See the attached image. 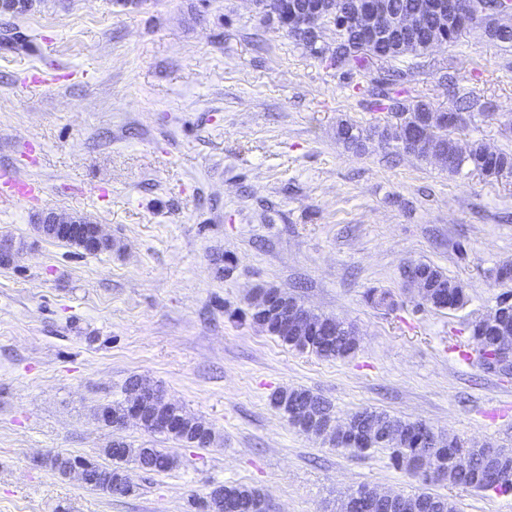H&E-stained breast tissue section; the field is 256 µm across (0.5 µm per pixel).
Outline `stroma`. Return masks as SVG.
<instances>
[{
	"instance_id": "1",
	"label": "stroma",
	"mask_w": 512,
	"mask_h": 512,
	"mask_svg": "<svg viewBox=\"0 0 512 512\" xmlns=\"http://www.w3.org/2000/svg\"><path fill=\"white\" fill-rule=\"evenodd\" d=\"M7 30L31 46L0 49V171L43 195L0 211V238L23 244L0 266V512H196L222 484L259 489L274 512H336L362 486L417 488L387 449L292 426L272 404L285 387L342 419L376 408L512 449V377L453 349L504 292L492 272L512 263V178L452 175L394 142L345 149L339 121L396 120L330 67L334 30L311 53L251 0H34L0 13ZM396 66L413 70L406 102L451 109L446 72L483 102L450 130L459 150L512 151V50L471 28ZM50 211L101 225L111 250L38 236ZM421 262L462 286L463 307L422 303L403 275ZM260 288L353 324L355 354L326 360L265 332L248 306ZM132 377L212 425L215 444L103 427L95 408ZM115 437L177 465L131 469L135 493L109 498L33 463L95 459ZM429 489L458 512H512V493Z\"/></svg>"
}]
</instances>
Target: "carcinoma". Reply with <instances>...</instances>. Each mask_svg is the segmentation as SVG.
<instances>
[{
  "label": "carcinoma",
  "mask_w": 512,
  "mask_h": 512,
  "mask_svg": "<svg viewBox=\"0 0 512 512\" xmlns=\"http://www.w3.org/2000/svg\"><path fill=\"white\" fill-rule=\"evenodd\" d=\"M385 3L392 14L400 15L418 8L421 0H385ZM473 25H478L477 19L456 15L448 19L446 27L433 20L424 30L398 35L389 42H373L351 32L336 42L331 64L343 78L350 80L355 72L365 68L369 58L391 62L408 54H422L436 42L454 41L462 30ZM483 34L498 45L512 49V27L486 28ZM409 77V71L391 68L365 86L354 85L359 93L371 99L373 105L394 113L399 124L416 130L418 139L403 146L404 151L422 160H429L438 152L448 158L450 173L467 167L485 177L512 176V152L493 151L474 143L463 153L448 135V129L462 126L465 121L463 113L477 107V100L458 97L451 114H434V121L429 123V114H433L430 103L419 100L410 105L399 98L400 91L396 87L409 81ZM336 138L348 149L362 152L369 140L376 138L387 142L389 134L386 128L367 132L353 123L341 121L336 127ZM405 274L418 277L424 287L431 289L430 306L435 309L458 308L465 302L464 289L433 265L415 264L408 267ZM308 316L313 329L298 335L283 332L278 315L267 309L251 313L253 322L297 351L311 352L325 359L346 358L355 352L358 340L353 326H345L341 334L328 335L325 329L336 324L335 317L312 311ZM494 319L493 326L481 322L473 326L471 341L475 347L500 334L512 336V300L504 298L497 303ZM273 404L287 414L288 421L301 431L320 437L336 448L357 452L371 448L390 450L394 465L423 484L417 491L403 495L405 507L402 512H456L448 497L430 492L425 485L444 482L454 487L483 491L486 469H492L498 475L496 490H512V449L491 443L475 447L458 437L438 434L421 421L402 419L377 409L351 413L338 432L332 403L305 388H284L274 396ZM166 409L179 412L183 419V433L175 439L188 445L196 439L200 447L206 446L208 441H215V432L209 424L188 415L177 405H168ZM108 447L112 448L108 468L112 469V492L115 494L132 492L133 484L128 475L131 464L146 473L166 472L176 466L175 458L161 448H134L122 440H114ZM80 460V456L58 454L47 458L45 465L62 474ZM362 492H367V488L362 486L350 493L342 501L340 512H392L391 506L379 499L366 496L361 502H356L355 494ZM200 508L203 512H270L265 495L242 485L214 487L201 501Z\"/></svg>",
  "instance_id": "cac0c4a2"
}]
</instances>
